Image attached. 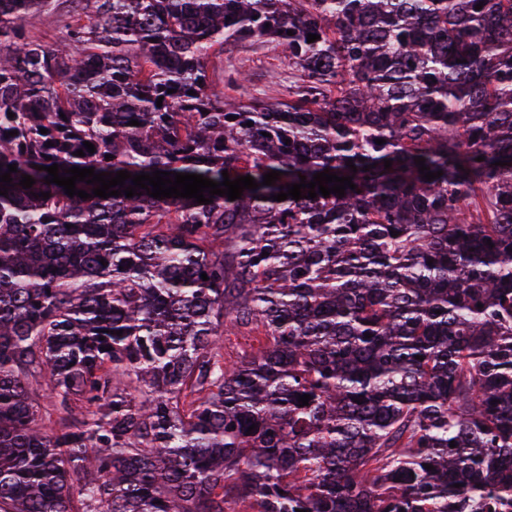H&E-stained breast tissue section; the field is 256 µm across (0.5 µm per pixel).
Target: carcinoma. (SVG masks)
Here are the masks:
<instances>
[{"mask_svg": "<svg viewBox=\"0 0 512 512\" xmlns=\"http://www.w3.org/2000/svg\"><path fill=\"white\" fill-rule=\"evenodd\" d=\"M53 2L0 0V512H512V0H85L46 46ZM244 43L288 100L212 88ZM57 8L54 12L41 14L38 17L31 18L27 21V28L30 34L38 38L46 45H52L62 36L60 27V14H65L72 10L77 2L58 0Z\"/></svg>", "mask_w": 512, "mask_h": 512, "instance_id": "1", "label": "carcinoma"}]
</instances>
